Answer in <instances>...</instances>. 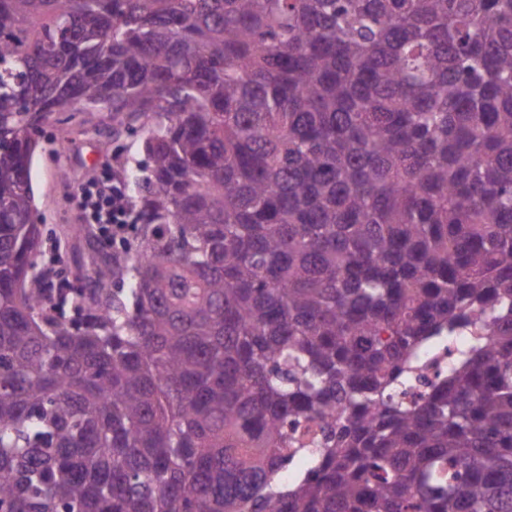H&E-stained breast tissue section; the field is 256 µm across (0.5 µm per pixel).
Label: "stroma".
<instances>
[{"mask_svg":"<svg viewBox=\"0 0 512 512\" xmlns=\"http://www.w3.org/2000/svg\"><path fill=\"white\" fill-rule=\"evenodd\" d=\"M141 141L137 127L118 126L109 113L89 110L57 113L40 132L32 169L35 218L45 246L56 249L61 279L75 287L85 286V268L106 254L96 239L77 241L69 235L70 227L82 221L77 188L103 174L140 167L145 159Z\"/></svg>","mask_w":512,"mask_h":512,"instance_id":"1","label":"stroma"}]
</instances>
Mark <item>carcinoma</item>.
I'll return each mask as SVG.
<instances>
[{
	"mask_svg": "<svg viewBox=\"0 0 512 512\" xmlns=\"http://www.w3.org/2000/svg\"><path fill=\"white\" fill-rule=\"evenodd\" d=\"M87 106L140 224L55 288ZM0 512H512V0H0ZM62 136H69L65 145ZM142 133L136 127H120L112 121L108 112H57L51 123L40 131L39 148L33 161V183L36 189L37 210L35 218L43 229V252L57 245L56 269L62 280L77 288L86 284L84 270L93 262L100 261L110 249H102L94 237L76 241L69 236L70 227L83 224L90 217L101 224L100 241L112 246L113 240L126 231L132 214L128 185L120 175L130 168H139L145 160L141 149ZM65 170L62 180L59 172ZM104 173L112 175L101 178ZM125 176V175H124ZM78 198L87 199L94 191L95 201L89 215L86 205L75 203ZM77 260H81L80 264ZM81 274L83 278L81 277Z\"/></svg>",
	"mask_w": 512,
	"mask_h": 512,
	"instance_id": "1",
	"label": "carcinoma"
}]
</instances>
